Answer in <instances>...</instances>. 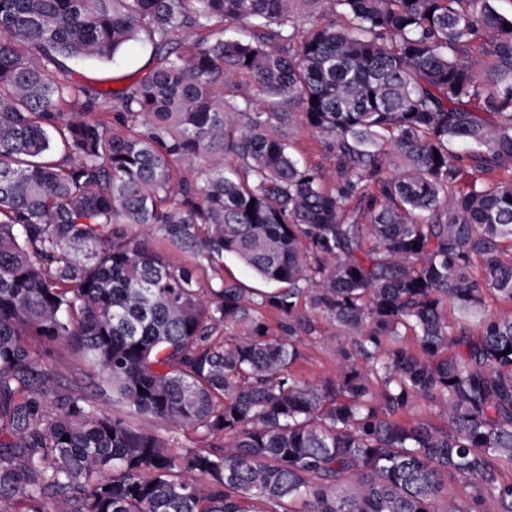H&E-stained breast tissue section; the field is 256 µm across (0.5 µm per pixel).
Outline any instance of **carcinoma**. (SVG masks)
<instances>
[{
  "mask_svg": "<svg viewBox=\"0 0 512 512\" xmlns=\"http://www.w3.org/2000/svg\"><path fill=\"white\" fill-rule=\"evenodd\" d=\"M306 2L346 25L0 0V512H512V316L487 302L512 305V14ZM130 42L154 64L125 88L68 78ZM319 317L343 342L324 384L296 373ZM62 344L205 446L61 392ZM294 138L293 151L296 155L309 163L320 164L323 168L329 170L334 167L333 155L323 143L315 140L304 131L296 133ZM224 275L227 278H234L238 280L244 288L268 290V287L257 280L247 267L239 263L234 258H224ZM151 428L159 435L169 438L171 440L170 443L172 446H183V448L193 449L202 448L205 446V443L201 441L200 437L191 431L175 434L169 431L167 425L161 421H153ZM172 440L174 442H172Z\"/></svg>",
  "mask_w": 512,
  "mask_h": 512,
  "instance_id": "obj_1",
  "label": "carcinoma"
}]
</instances>
